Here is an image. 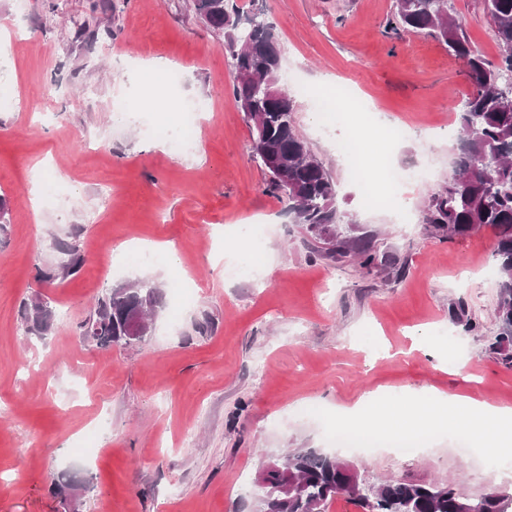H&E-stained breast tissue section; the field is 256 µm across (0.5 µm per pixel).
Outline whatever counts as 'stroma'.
Masks as SVG:
<instances>
[{
    "instance_id": "stroma-1",
    "label": "stroma",
    "mask_w": 512,
    "mask_h": 512,
    "mask_svg": "<svg viewBox=\"0 0 512 512\" xmlns=\"http://www.w3.org/2000/svg\"><path fill=\"white\" fill-rule=\"evenodd\" d=\"M98 0H0V512H69L52 482L78 469L80 512H252L239 475L293 448L334 450L335 411L375 398L393 423L437 390L512 406V368L490 344L497 276L491 230L452 240L425 224V203L459 154L448 126L472 86L464 62L422 32L394 37V0H236L263 13L282 49L295 126L337 183L336 207L386 266L312 253L286 199L253 156L251 125L232 94L231 58L186 0H113L109 32L82 43ZM466 36L492 65L500 50L484 0H452ZM23 42L10 48L9 38ZM162 58L183 82L167 110L142 63ZM345 91L340 120L320 124L325 84ZM123 96L136 105L112 113ZM208 100L203 141L179 154L147 125ZM410 133L390 139V130ZM364 144L370 174L429 162V183L366 201L336 150ZM80 226L86 262L39 281L54 235ZM174 245L175 255L157 245ZM228 264L259 281L230 279ZM149 276L163 291L152 335L134 347L84 341L79 324L107 288ZM56 309L46 342L27 339L18 310L33 294ZM479 331L460 334L457 308ZM207 325L199 333V325ZM440 432L404 455L351 450L361 477L455 483L471 495L499 475Z\"/></svg>"
}]
</instances>
